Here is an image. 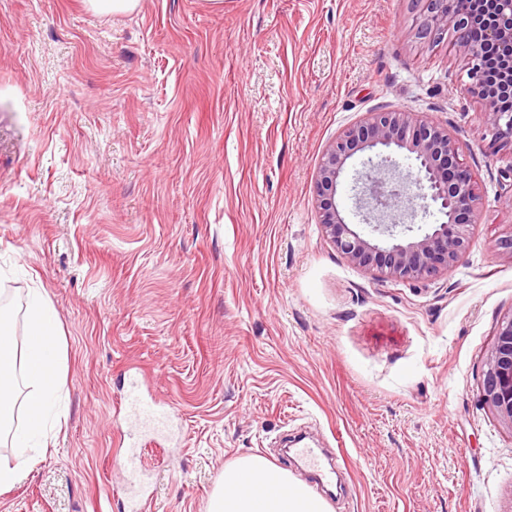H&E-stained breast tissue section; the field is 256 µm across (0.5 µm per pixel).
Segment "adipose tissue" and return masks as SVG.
Returning a JSON list of instances; mask_svg holds the SVG:
<instances>
[{
    "mask_svg": "<svg viewBox=\"0 0 512 512\" xmlns=\"http://www.w3.org/2000/svg\"><path fill=\"white\" fill-rule=\"evenodd\" d=\"M11 313L0 306V443H9L21 462H0V489L28 474L23 457L41 447L61 388V338L53 309L40 292H32L23 338L9 329ZM21 428H12L16 411ZM209 512H327L325 501L302 481L260 455L240 457L225 467Z\"/></svg>",
    "mask_w": 512,
    "mask_h": 512,
    "instance_id": "obj_1",
    "label": "adipose tissue"
}]
</instances>
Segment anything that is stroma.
Wrapping results in <instances>:
<instances>
[{
	"instance_id": "1",
	"label": "stroma",
	"mask_w": 512,
	"mask_h": 512,
	"mask_svg": "<svg viewBox=\"0 0 512 512\" xmlns=\"http://www.w3.org/2000/svg\"><path fill=\"white\" fill-rule=\"evenodd\" d=\"M413 0H0V296L64 344L60 417L0 512H128L115 409L133 369L180 416L140 450L155 512H208L226 465L305 432L345 464L329 512H512V428L480 401L512 316V148ZM447 127L472 244L395 283L327 241V146L370 112ZM95 13L123 14L135 10L139 0H86Z\"/></svg>"
}]
</instances>
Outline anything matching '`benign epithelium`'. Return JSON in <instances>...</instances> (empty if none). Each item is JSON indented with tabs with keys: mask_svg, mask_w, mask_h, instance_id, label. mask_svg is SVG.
<instances>
[{
	"mask_svg": "<svg viewBox=\"0 0 512 512\" xmlns=\"http://www.w3.org/2000/svg\"><path fill=\"white\" fill-rule=\"evenodd\" d=\"M419 35L432 40L449 38L456 54L466 61V92L484 105V123L493 130L494 142L512 143V111L499 102L512 97V0H479L480 9L462 12L454 0H424ZM483 32V41L467 39L470 30ZM499 56L497 85L483 83L485 58ZM383 147L404 151L417 162L415 180L402 175L387 160L368 158L355 185V206L370 232L392 240L382 245L354 230L336 201L340 177L356 153ZM438 205L445 220L423 233L404 222L403 205L410 186ZM479 184L460 159V148L448 129L418 119L413 112L392 109L370 112L345 129L325 150L315 181L319 224L330 243L355 266L372 270L396 282L427 279L453 269L471 245ZM482 402L512 428V316L498 327L487 358Z\"/></svg>",
	"mask_w": 512,
	"mask_h": 512,
	"instance_id": "7a95c632",
	"label": "benign epithelium"
}]
</instances>
